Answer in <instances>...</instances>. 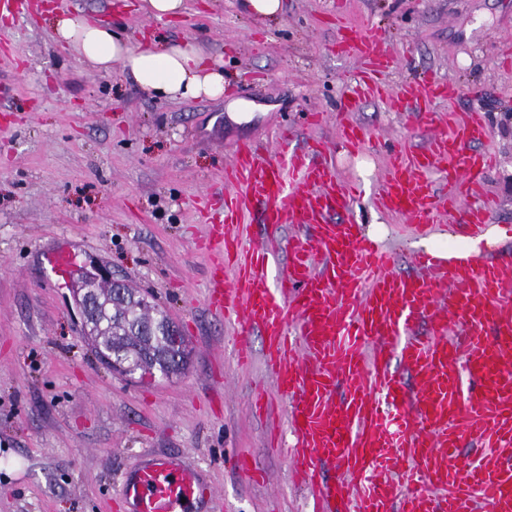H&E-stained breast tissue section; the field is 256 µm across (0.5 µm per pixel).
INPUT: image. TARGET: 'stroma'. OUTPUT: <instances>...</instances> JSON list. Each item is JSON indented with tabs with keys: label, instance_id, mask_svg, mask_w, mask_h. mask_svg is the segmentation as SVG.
<instances>
[{
	"label": "stroma",
	"instance_id": "obj_1",
	"mask_svg": "<svg viewBox=\"0 0 512 512\" xmlns=\"http://www.w3.org/2000/svg\"><path fill=\"white\" fill-rule=\"evenodd\" d=\"M118 26L130 42L149 33L190 40L222 58V98L171 100L143 91L121 70L103 74L62 49L53 17L24 11L0 24V512H116L125 472L152 450L192 462L218 491L215 512H306L286 456L267 448L270 428L289 437L285 399L247 338L252 363L239 367L233 323L205 304L210 257L201 198L221 202L224 167L236 145L276 146L336 138L362 67L341 54V21L374 36L396 60L391 85L451 77L465 89L434 112L481 110V150L495 159L485 180L494 225L509 235L480 244L512 289V0H282L273 20L245 14L240 0H188L165 23L116 9V0H52ZM258 104L249 122L231 121L227 99ZM370 134L363 154L332 152L342 180L366 193L350 213L378 225L379 243L409 272L420 239L374 201L391 150L423 142L431 128L413 113L366 100L354 114ZM66 246L77 264L107 266L148 294L185 337V370L139 381L113 372L91 349L69 282L44 260ZM274 401L272 423L250 411L256 386ZM245 454L267 481L255 485L232 462Z\"/></svg>",
	"mask_w": 512,
	"mask_h": 512
}]
</instances>
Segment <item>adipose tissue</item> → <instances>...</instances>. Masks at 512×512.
Masks as SVG:
<instances>
[{"label": "adipose tissue", "mask_w": 512, "mask_h": 512, "mask_svg": "<svg viewBox=\"0 0 512 512\" xmlns=\"http://www.w3.org/2000/svg\"><path fill=\"white\" fill-rule=\"evenodd\" d=\"M56 41L99 71L121 66L145 92L169 99L223 97L224 63L189 41L131 44L112 25L76 11L58 13Z\"/></svg>", "instance_id": "adipose-tissue-1"}]
</instances>
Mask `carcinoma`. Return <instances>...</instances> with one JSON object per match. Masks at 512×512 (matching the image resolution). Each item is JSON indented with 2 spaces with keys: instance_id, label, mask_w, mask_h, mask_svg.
Returning a JSON list of instances; mask_svg holds the SVG:
<instances>
[{
  "instance_id": "cac0c4a2",
  "label": "carcinoma",
  "mask_w": 512,
  "mask_h": 512,
  "mask_svg": "<svg viewBox=\"0 0 512 512\" xmlns=\"http://www.w3.org/2000/svg\"><path fill=\"white\" fill-rule=\"evenodd\" d=\"M125 298L110 305L93 304L88 335L106 364L128 359L140 378L168 377L185 359L184 338L169 335L171 318L145 301L139 291L124 286Z\"/></svg>"
}]
</instances>
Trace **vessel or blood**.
<instances>
[{"mask_svg":"<svg viewBox=\"0 0 512 512\" xmlns=\"http://www.w3.org/2000/svg\"><path fill=\"white\" fill-rule=\"evenodd\" d=\"M365 64L363 96L385 99L434 124V102L463 94L447 78L391 88L394 58L373 37L345 25L336 42ZM338 140L351 151L368 133L349 115ZM487 134L480 111L449 118L444 131L400 153L378 193L379 205L408 224H427L438 207L463 224L490 223V206L462 208L494 160L471 144ZM233 191L209 217L215 259L205 303L238 327L236 361L247 365L250 330L260 331L265 364L289 405L296 438L292 472L318 495L309 512H512V298L496 264L413 253V270L395 272V257L352 221L357 188L342 183L312 141L275 157L237 146L224 172ZM260 203L271 232L250 242L242 205ZM313 225L308 238L282 242L283 224ZM495 332L488 342L487 332ZM399 358L402 372L390 367ZM477 446L458 466L461 448ZM333 465L331 480L322 477ZM206 473L182 459L145 453L119 490L121 512H185L210 506Z\"/></svg>","mask_w":512,"mask_h":512,"instance_id":"vessel-or-blood-1","label":"vessel or blood"}]
</instances>
